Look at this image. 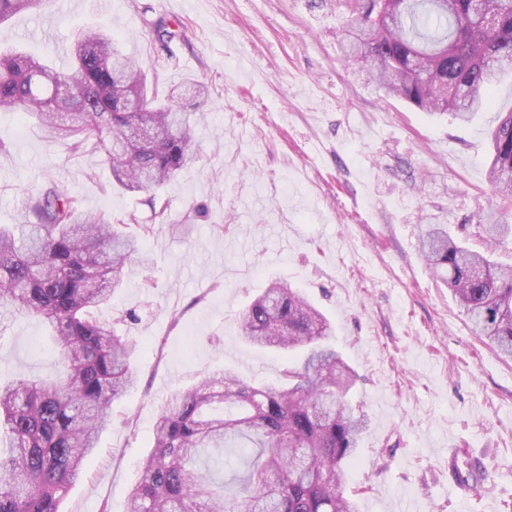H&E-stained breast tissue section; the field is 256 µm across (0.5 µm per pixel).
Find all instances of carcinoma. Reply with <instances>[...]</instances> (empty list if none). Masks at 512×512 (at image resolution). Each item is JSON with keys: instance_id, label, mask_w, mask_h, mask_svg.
<instances>
[{"instance_id": "cac0c4a2", "label": "carcinoma", "mask_w": 512, "mask_h": 512, "mask_svg": "<svg viewBox=\"0 0 512 512\" xmlns=\"http://www.w3.org/2000/svg\"><path fill=\"white\" fill-rule=\"evenodd\" d=\"M44 0H0V20L38 12ZM354 15L348 58L369 81L430 112L461 122L491 105L488 90L512 71V0H344ZM73 67L0 51V110L37 119L71 154H103L115 185L160 187L192 161L191 113L174 93L149 94L140 65L112 31L88 28L70 45ZM66 83L70 97L54 88ZM125 94L141 112H119ZM150 140L122 152L112 143L133 125ZM488 180L512 204V112L491 135ZM20 232L0 227V309L33 315L51 330L58 373L0 383V512H62L86 459L111 419L112 403L134 385L132 345L93 310L108 303L140 253L139 235L81 213L55 184L25 195ZM487 253L468 248L443 224H429L420 248L463 309L472 332L512 359V265L490 256L510 224L485 228ZM245 342L302 357L277 385L208 374L160 410L153 448L127 512H357L343 467L367 426L346 401L354 373L330 343L328 319L275 280L238 322Z\"/></svg>"}]
</instances>
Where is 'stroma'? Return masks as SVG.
<instances>
[{
	"label": "stroma",
	"instance_id": "35a3bbf8",
	"mask_svg": "<svg viewBox=\"0 0 512 512\" xmlns=\"http://www.w3.org/2000/svg\"><path fill=\"white\" fill-rule=\"evenodd\" d=\"M49 13L47 37L38 14L1 23L0 50L66 68L74 33L103 26L195 120L194 158L157 191L158 216L148 194L113 187L102 159L0 112V224L21 223L23 191L54 183L83 212L154 227L140 240L148 268L98 312L134 341L137 382L63 512H127L161 406L203 373L278 382L287 355L237 336L250 296L275 279L326 314L358 374L348 400L370 425L344 467L358 512H512V360L472 335L419 250L430 224L481 247L496 204L489 131L512 110V74L460 124L359 78L339 0H52ZM57 369L39 318L0 313V380Z\"/></svg>",
	"mask_w": 512,
	"mask_h": 512
}]
</instances>
